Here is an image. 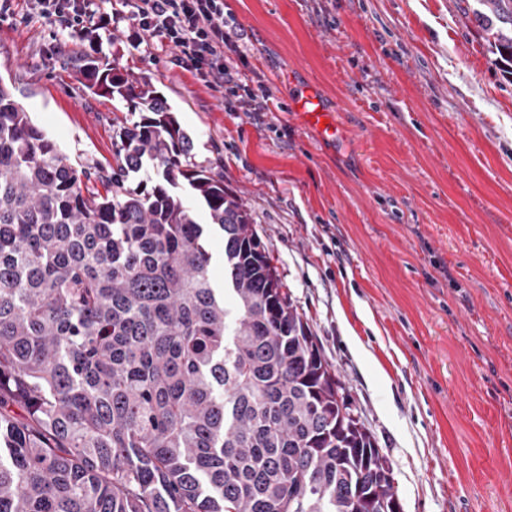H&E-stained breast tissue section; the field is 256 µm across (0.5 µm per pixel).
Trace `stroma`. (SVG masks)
Here are the masks:
<instances>
[{
    "instance_id": "35a3bbf8",
    "label": "stroma",
    "mask_w": 512,
    "mask_h": 512,
    "mask_svg": "<svg viewBox=\"0 0 512 512\" xmlns=\"http://www.w3.org/2000/svg\"><path fill=\"white\" fill-rule=\"evenodd\" d=\"M70 35L32 0L0 13V81L76 168L112 165L118 100L73 54L98 39L150 81L193 160L254 228L352 413L391 467L402 512H512V78L480 0H224L257 114L182 67L161 38ZM313 84L335 141L288 105Z\"/></svg>"
}]
</instances>
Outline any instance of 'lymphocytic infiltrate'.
I'll list each match as a JSON object with an SVG mask.
<instances>
[{"mask_svg": "<svg viewBox=\"0 0 512 512\" xmlns=\"http://www.w3.org/2000/svg\"><path fill=\"white\" fill-rule=\"evenodd\" d=\"M39 13L61 29L84 32L108 28L112 17L99 13L93 0H36ZM138 30L166 40L178 60L212 89L237 95L243 84L235 66L226 63L231 27L224 19V0H122Z\"/></svg>", "mask_w": 512, "mask_h": 512, "instance_id": "1", "label": "lymphocytic infiltrate"}]
</instances>
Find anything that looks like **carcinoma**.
<instances>
[{
  "instance_id": "cac0c4a2",
  "label": "carcinoma",
  "mask_w": 512,
  "mask_h": 512,
  "mask_svg": "<svg viewBox=\"0 0 512 512\" xmlns=\"http://www.w3.org/2000/svg\"><path fill=\"white\" fill-rule=\"evenodd\" d=\"M481 2L512 75V0ZM79 67L139 114L112 120L104 196L0 82V512H396L251 208L148 80ZM212 253L211 276L216 288H224V241L220 231L214 230L210 237Z\"/></svg>"
}]
</instances>
